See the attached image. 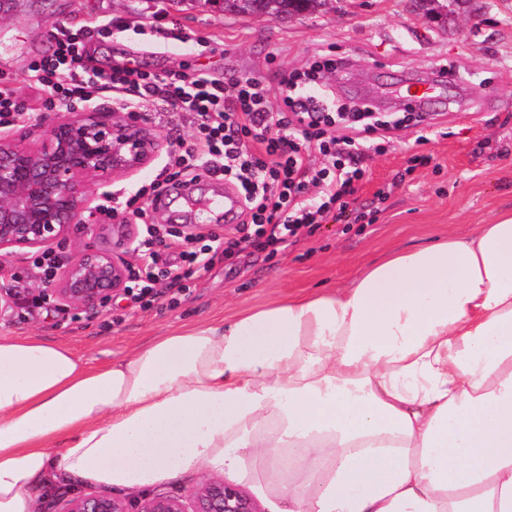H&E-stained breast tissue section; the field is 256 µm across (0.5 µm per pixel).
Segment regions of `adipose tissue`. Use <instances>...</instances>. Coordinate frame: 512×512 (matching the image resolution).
<instances>
[{
  "mask_svg": "<svg viewBox=\"0 0 512 512\" xmlns=\"http://www.w3.org/2000/svg\"><path fill=\"white\" fill-rule=\"evenodd\" d=\"M202 471L267 512H512V213L100 366L0 336V512Z\"/></svg>",
  "mask_w": 512,
  "mask_h": 512,
  "instance_id": "obj_1",
  "label": "adipose tissue"
}]
</instances>
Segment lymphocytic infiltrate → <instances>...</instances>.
<instances>
[{"mask_svg": "<svg viewBox=\"0 0 512 512\" xmlns=\"http://www.w3.org/2000/svg\"><path fill=\"white\" fill-rule=\"evenodd\" d=\"M57 58L33 68L35 85L48 88L42 105L51 111L90 101L87 66L65 27H57ZM339 60L324 57L284 76L278 90L254 77H196L184 72L148 76L129 65L113 66L104 87L118 92V109L144 100L160 111L188 117L190 138H177L155 179L131 196H112V211L143 225L138 265L132 272L140 297H151L160 279L180 280L186 271L207 269L209 248L180 251L178 263L163 262L154 248L158 232L148 226L169 185L204 178L231 184L249 221L243 239L254 248L288 247L293 238L313 234L318 225L340 220L355 204L363 162L374 150L373 134L399 128L402 118H383L369 107L325 104L319 94ZM323 156L321 167L308 160Z\"/></svg>", "mask_w": 512, "mask_h": 512, "instance_id": "lymphocytic-infiltrate-1", "label": "lymphocytic infiltrate"}]
</instances>
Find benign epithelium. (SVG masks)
Segmentation results:
<instances>
[{
    "instance_id": "7a95c632",
    "label": "benign epithelium",
    "mask_w": 512,
    "mask_h": 512,
    "mask_svg": "<svg viewBox=\"0 0 512 512\" xmlns=\"http://www.w3.org/2000/svg\"><path fill=\"white\" fill-rule=\"evenodd\" d=\"M21 123L43 132L35 149L0 141V272L21 253L48 251L76 231L93 244L57 263L53 276H37L0 289V317L19 301L52 297L64 310L92 313L126 290L137 256L139 225L111 215L96 223L91 188L112 185V176L139 170L160 144L141 112H47ZM179 237L208 232L200 224H168ZM57 512H260L256 501L222 478L206 477L185 496L155 493L129 502L106 493L72 491Z\"/></svg>"
}]
</instances>
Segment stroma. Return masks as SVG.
Listing matches in <instances>:
<instances>
[{"label": "stroma", "instance_id": "obj_1", "mask_svg": "<svg viewBox=\"0 0 512 512\" xmlns=\"http://www.w3.org/2000/svg\"><path fill=\"white\" fill-rule=\"evenodd\" d=\"M124 21L121 29L85 39L87 22ZM65 25L96 74L131 61L147 74L186 70L207 77H256L278 86L283 73L319 54L346 61L328 80L340 103L403 111L407 84L446 70L448 107L389 134L370 154L358 206L371 222L324 223L287 249L257 251L241 243L237 225L214 222L223 181L196 186L193 213L179 200L151 211L154 224H212L237 243L234 265L216 255L180 285L159 281L158 298L116 296L94 314L63 312L53 303L24 305L0 319L1 336H39L68 344L100 364L153 336L198 321H218L314 288L350 284L366 266L395 250L429 244L451 232H473L512 210V0H467L452 27L427 18L416 0H329L311 13L274 20L225 12L217 0H0V74L14 79L28 106L44 90L30 83L33 62L54 58L45 32ZM179 31L188 43L162 40ZM416 155L428 164L412 166Z\"/></svg>", "mask_w": 512, "mask_h": 512}]
</instances>
